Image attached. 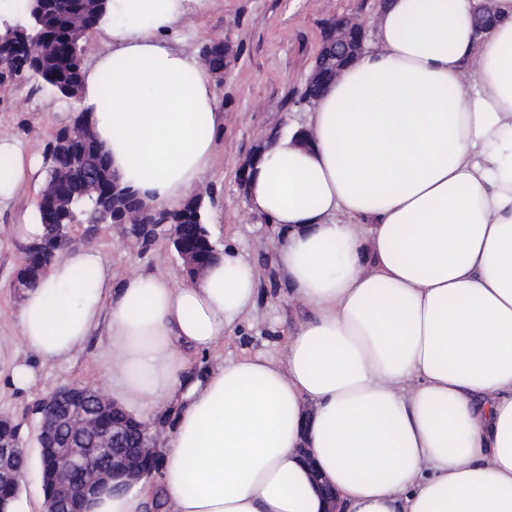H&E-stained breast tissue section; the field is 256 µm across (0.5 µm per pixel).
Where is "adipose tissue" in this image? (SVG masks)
<instances>
[{
  "instance_id": "1",
  "label": "adipose tissue",
  "mask_w": 512,
  "mask_h": 512,
  "mask_svg": "<svg viewBox=\"0 0 512 512\" xmlns=\"http://www.w3.org/2000/svg\"><path fill=\"white\" fill-rule=\"evenodd\" d=\"M182 8L112 0L113 46L81 94L113 172L156 209L196 188L223 122L207 67L168 45ZM306 132L272 142L247 186L308 311L281 356L187 374L258 320L256 267L232 249L178 285L114 280L80 247L25 289L14 387L102 330L109 399L178 409L157 481L92 512H146L156 493L165 512H325L317 472L344 512H512V0H384ZM32 168L0 138V200Z\"/></svg>"
}]
</instances>
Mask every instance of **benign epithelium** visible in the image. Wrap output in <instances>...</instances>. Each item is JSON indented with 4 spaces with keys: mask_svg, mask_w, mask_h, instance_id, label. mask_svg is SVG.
Instances as JSON below:
<instances>
[{
    "mask_svg": "<svg viewBox=\"0 0 512 512\" xmlns=\"http://www.w3.org/2000/svg\"><path fill=\"white\" fill-rule=\"evenodd\" d=\"M44 0H28L25 20L22 23L4 24L0 30V53L19 54L21 67L18 75H0V87L25 80L39 74L42 57L37 55L36 48L41 44L36 34L43 13ZM366 31L362 24L343 17L334 22L328 29L323 47L315 60L314 67L305 81V87L324 86L328 80L337 78L341 71L353 63L364 49ZM89 128V116L77 115L71 124L61 127L48 148L47 163L51 170L60 169L59 162L64 160L68 169L76 171L83 167L82 154L70 149V143L78 129ZM148 212L143 206L130 208L114 205L109 209L107 217L114 224L140 225L142 216ZM83 229V235L94 234L96 225L83 224L73 219L66 221L62 217L51 225V242L58 246L70 247L75 242V228ZM91 391V388L79 383L58 387L37 405L40 414L39 432L45 439L52 440L64 437V442L57 448H50L51 471L54 492L46 499V512H90L87 505L96 498L101 488L110 485V478L103 470L100 457L106 450L112 452V459L123 461L129 481L148 478L151 473L145 470L146 451L158 453L157 448L123 447V431L114 428L106 431L98 425L100 414L107 412L109 402L101 400V406L85 404L80 392ZM28 465V453L23 448L0 447V482L8 481L21 486L24 472ZM321 495L328 501V512H341L337 509L338 492L323 481L318 474H313Z\"/></svg>",
    "mask_w": 512,
    "mask_h": 512,
    "instance_id": "benign-epithelium-1",
    "label": "benign epithelium"
}]
</instances>
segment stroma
<instances>
[{"instance_id":"obj_1","label":"stroma","mask_w":512,"mask_h":512,"mask_svg":"<svg viewBox=\"0 0 512 512\" xmlns=\"http://www.w3.org/2000/svg\"><path fill=\"white\" fill-rule=\"evenodd\" d=\"M378 0H187L171 35L174 47L196 53L204 45L229 42L236 55L232 67L215 79L214 89L224 123L216 137L210 165L198 184L203 194L205 222L213 241L249 255L260 270L258 303L262 322L225 338L218 355L258 351L281 353L304 308L278 282L277 241L262 217L249 210L239 181L243 163L274 136L304 127L308 105L299 93L328 26L344 16L374 24ZM36 79L0 87V138L18 141L24 150L43 156L56 129L71 123L76 103L54 92L37 90ZM43 182H30L0 203V345L17 357L25 350L19 340L16 314L21 301L14 287L26 239L17 237V224L35 223ZM98 248L115 277L137 270L166 275L174 282L187 277L166 239L142 247L123 224H101L89 241ZM103 342L93 336L70 363L40 367L26 389L10 383L11 363L0 361V416L10 417L26 440L29 464L17 503L18 512H32L41 491L35 436L38 415L31 407L66 383L101 386Z\"/></svg>"}]
</instances>
